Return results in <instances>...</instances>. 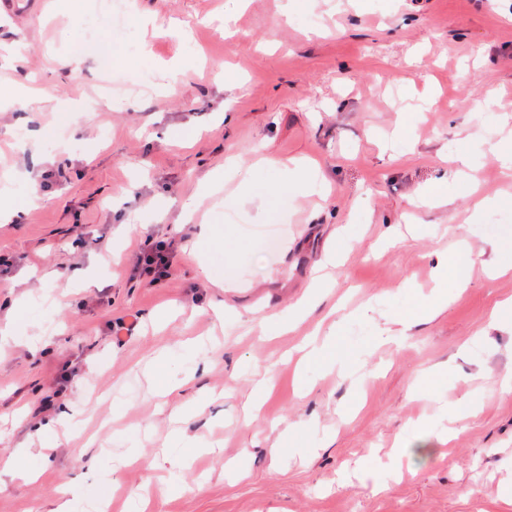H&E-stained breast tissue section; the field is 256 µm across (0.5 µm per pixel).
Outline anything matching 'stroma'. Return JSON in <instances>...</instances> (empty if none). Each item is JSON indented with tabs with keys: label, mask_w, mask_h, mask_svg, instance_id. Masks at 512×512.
<instances>
[{
	"label": "stroma",
	"mask_w": 512,
	"mask_h": 512,
	"mask_svg": "<svg viewBox=\"0 0 512 512\" xmlns=\"http://www.w3.org/2000/svg\"><path fill=\"white\" fill-rule=\"evenodd\" d=\"M50 2L0 8V90L38 91L0 105V205L25 210L0 223V449L39 472L0 481V512H53L67 485L75 512H512V271L463 269L398 322L460 240L512 264V0H130L120 29L106 0ZM460 151L471 180L444 182ZM245 179L293 191L225 206ZM436 183L446 204L417 206ZM322 268L327 296L281 329ZM139 263L154 284L162 283L173 274V258L169 249L158 248L139 257Z\"/></svg>",
	"instance_id": "1"
}]
</instances>
